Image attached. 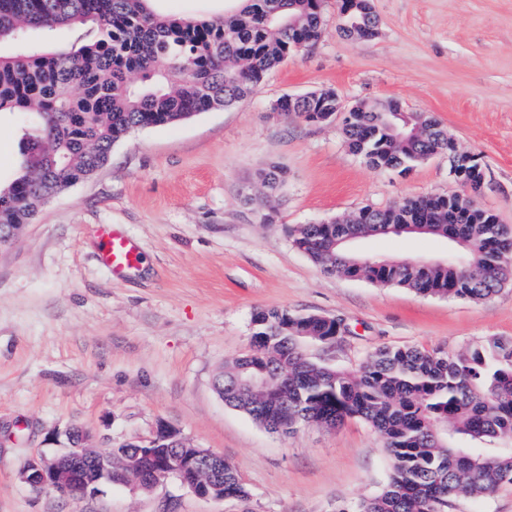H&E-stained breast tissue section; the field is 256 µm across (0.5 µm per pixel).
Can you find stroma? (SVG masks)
Instances as JSON below:
<instances>
[{
  "label": "stroma",
  "mask_w": 512,
  "mask_h": 512,
  "mask_svg": "<svg viewBox=\"0 0 512 512\" xmlns=\"http://www.w3.org/2000/svg\"><path fill=\"white\" fill-rule=\"evenodd\" d=\"M326 0L317 43L269 72L234 105L134 130L109 161L44 204L0 249V512H351L377 494L391 462L358 420L308 424L288 436L227 407L214 389L251 347L259 309L342 318L332 351L307 353L356 369L377 348L457 353L512 337V284L481 303L329 275L293 244L307 224L404 197L460 192L448 159L402 174L353 154L340 121L310 125L273 112L286 96L333 89L348 104L399 102L426 112L489 181L479 203L512 226V0H372L369 39L338 29ZM17 114H0V183L22 157ZM287 173L275 190L258 174ZM109 224L142 253L134 272L98 260ZM354 250L444 261L432 236L373 237ZM232 463L249 496L204 500L176 478L150 493L121 485L67 499L22 483L23 465L62 448L73 426L99 450L147 439L160 425Z\"/></svg>",
  "instance_id": "stroma-1"
}]
</instances>
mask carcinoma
<instances>
[{
  "instance_id": "carcinoma-1",
  "label": "carcinoma",
  "mask_w": 512,
  "mask_h": 512,
  "mask_svg": "<svg viewBox=\"0 0 512 512\" xmlns=\"http://www.w3.org/2000/svg\"><path fill=\"white\" fill-rule=\"evenodd\" d=\"M151 0H0V113L21 115V173L0 187V225L18 227L39 206L82 181L109 159L129 132L172 125L198 112L230 107L254 94L267 73L317 41L324 0H242L211 19L161 15ZM341 31L374 36L376 20L361 0H336ZM85 30L87 41L54 50L32 41L38 32ZM336 92L319 89L275 111L317 122L336 111ZM346 113L351 151L377 170L405 172L441 146L442 128L425 112H393L364 101ZM410 120L420 135L399 141L393 129ZM464 194L406 197L384 209L358 210L360 224H306L293 243L327 273L408 288L424 296L479 303L512 283V231L490 223L470 198L480 177L469 165ZM278 188L273 165L259 173ZM428 223L410 229L418 215ZM445 238L459 256L444 265L396 271L349 245L377 235ZM252 348L234 359L218 390L224 403L265 428L288 420L337 428L357 419L383 440L392 470L383 489L352 512H449L460 495L486 498L512 485V338L490 337L457 354L383 347L351 373L309 356L304 345L330 348L335 323L315 314L260 310ZM264 372L261 392L247 380ZM498 441L488 451L473 442ZM224 497L247 491L224 462Z\"/></svg>"
}]
</instances>
